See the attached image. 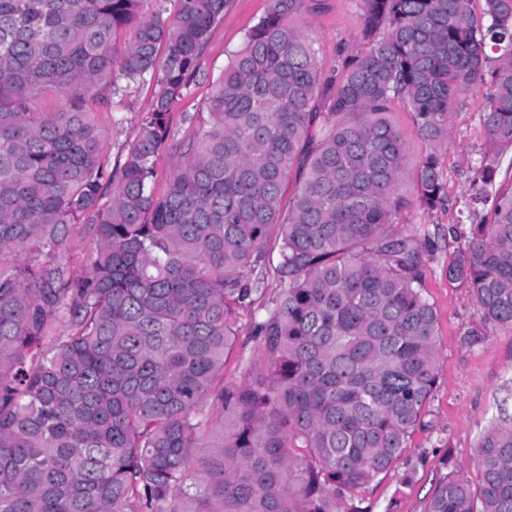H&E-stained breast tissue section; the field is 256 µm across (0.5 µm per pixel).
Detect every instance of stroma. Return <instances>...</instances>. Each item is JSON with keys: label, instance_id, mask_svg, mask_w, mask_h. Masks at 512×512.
I'll return each instance as SVG.
<instances>
[{"label": "stroma", "instance_id": "stroma-1", "mask_svg": "<svg viewBox=\"0 0 512 512\" xmlns=\"http://www.w3.org/2000/svg\"><path fill=\"white\" fill-rule=\"evenodd\" d=\"M271 6L272 0H230L202 52L199 73L172 108L174 137L186 134L183 113L201 109L231 54L243 46L247 31ZM300 25L314 43L323 80L335 79L344 58L366 48L357 0H318L316 9L303 14ZM487 93L484 87L472 89L451 116L454 135L439 153L448 192L445 206L428 215L412 209L398 217L400 230L418 236L427 248L424 294L438 317L436 381L423 422L401 460L366 486L362 497L368 512H426L440 477L451 468L471 487H478V441L503 418L512 419V333L489 328L478 343L463 344L461 334L474 326L477 305L468 288L448 279L449 263L465 246L450 228L469 191L467 167L486 148L481 116ZM154 97L155 86L148 81L136 86L111 112L98 113L106 130L104 158L109 165L123 161ZM260 364L255 339L240 330L224 367L225 386L240 385Z\"/></svg>", "mask_w": 512, "mask_h": 512}]
</instances>
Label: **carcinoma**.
Returning <instances> with one entry per match:
<instances>
[{"label":"carcinoma","mask_w":512,"mask_h":512,"mask_svg":"<svg viewBox=\"0 0 512 512\" xmlns=\"http://www.w3.org/2000/svg\"><path fill=\"white\" fill-rule=\"evenodd\" d=\"M147 2L0 0V512H366L436 380L426 253L396 218L446 200L437 151L473 87L487 141L512 148V0H359L369 50L324 112L296 25L308 0H273L179 140L169 112L229 0H177L172 19ZM147 81L153 108L109 171L97 113ZM396 103L432 147L410 191ZM167 148L182 162L157 197ZM496 169L487 152L469 167L467 208L491 218L448 266L475 297L468 345L512 332ZM78 224L95 239L84 277L60 259ZM272 280L250 327L265 366L221 392L215 438L208 399ZM59 318L71 332L50 339ZM478 467L481 507L450 469L427 512H512V425L481 437Z\"/></svg>","instance_id":"cac0c4a2"}]
</instances>
